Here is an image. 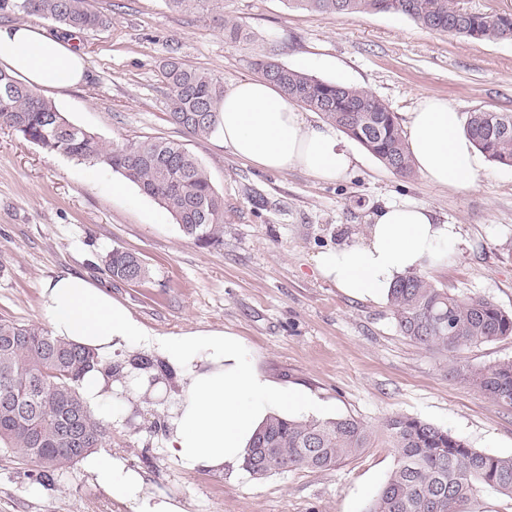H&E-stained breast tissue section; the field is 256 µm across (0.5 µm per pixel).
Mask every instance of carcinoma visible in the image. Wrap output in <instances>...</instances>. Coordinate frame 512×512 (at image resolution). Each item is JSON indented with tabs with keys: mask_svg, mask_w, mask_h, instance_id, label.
<instances>
[{
	"mask_svg": "<svg viewBox=\"0 0 512 512\" xmlns=\"http://www.w3.org/2000/svg\"><path fill=\"white\" fill-rule=\"evenodd\" d=\"M175 12H209L223 0H165ZM289 5L329 15L393 13L438 32L477 41H512V14H477L456 0H287ZM0 15L47 19L65 31L94 32L109 17L91 0H0ZM298 106L318 113L357 141L386 168L414 176L397 117L380 99L356 86L321 80L268 56L254 62ZM161 74L168 90L170 121L198 138L217 132L223 82L170 56ZM13 129L49 154L104 165L135 184L201 245L224 242V198L208 170L183 144L164 138L105 145L71 124L55 104L11 71L0 69V126ZM466 132L491 161L512 167V112L470 113ZM114 281L137 283L150 270L135 253L114 249L104 257ZM388 301L400 333L455 359L466 347L512 336V312L480 295L460 298L424 275L409 273L390 288ZM96 361L79 344L37 325L0 320V451L38 466L33 483L53 484L56 473L103 447L106 427L85 404L80 382ZM127 365L153 382L171 375L145 355ZM125 365V366H127ZM113 364L108 376H129ZM462 383L512 406V360L453 369ZM382 435L395 449L394 467L365 512H473L478 493L512 499V457L480 451L448 430L407 415L388 418L376 431L352 417H266L242 464L254 479L292 470H330L372 446Z\"/></svg>",
	"mask_w": 512,
	"mask_h": 512,
	"instance_id": "carcinoma-1",
	"label": "carcinoma"
}]
</instances>
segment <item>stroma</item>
<instances>
[{"label":"stroma","mask_w":512,"mask_h":512,"mask_svg":"<svg viewBox=\"0 0 512 512\" xmlns=\"http://www.w3.org/2000/svg\"><path fill=\"white\" fill-rule=\"evenodd\" d=\"M111 18L79 37L87 67L74 87L43 89L75 126L104 143L175 139L208 169L224 197V242L202 246L118 173L50 155L0 127V318L46 324L41 289L71 274L102 289L154 336L230 332L259 372L304 390L314 418L352 416L371 427L405 414L448 429L473 448L512 457V407L461 383L454 364L512 360V336L447 353L401 335L387 299L352 297L324 279L317 254L368 233L388 203L428 207L456 225L457 255L426 270L458 295L485 296L512 310V167L486 162L476 184L458 189L422 175L393 174L357 142L348 176L322 181L300 169H259L219 136L198 139L169 121L161 63L176 52L224 86L254 77L264 54L332 82L362 88L396 116L439 96L462 116L512 112V42H482L423 28L390 14L327 15L286 0H224L223 14L178 13L165 0H95ZM236 19L252 45L225 39ZM136 253L150 269L140 283L112 280L103 257ZM183 380L161 398L140 396L108 428L107 452L145 474L150 492L176 497L186 512H365L385 483L394 451L384 439L329 471L295 470L263 479L243 469L183 470L165 450L169 409ZM34 465L0 452V512H129L74 465L51 487L31 484Z\"/></svg>","instance_id":"1"}]
</instances>
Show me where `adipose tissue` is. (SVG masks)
I'll return each instance as SVG.
<instances>
[{"instance_id":"adipose-tissue-1","label":"adipose tissue","mask_w":512,"mask_h":512,"mask_svg":"<svg viewBox=\"0 0 512 512\" xmlns=\"http://www.w3.org/2000/svg\"><path fill=\"white\" fill-rule=\"evenodd\" d=\"M0 60L27 84L67 88L84 75L83 54L26 22L0 27ZM403 126L417 170L430 182L472 187L482 169L463 117L447 100L428 96L407 113ZM218 129L240 159L267 170L300 168L321 180L350 170L354 156L334 131L306 120L269 82L245 79L231 85L219 106ZM458 243L455 225L411 203L384 206L359 242L326 250L316 268L336 288L352 296H387L401 276L443 264ZM42 308L54 335L91 348L98 363L81 381L88 408L106 421L119 419L128 399L137 398L143 378L132 374L129 389L107 377L116 353L151 347L185 380L171 410L166 449L189 472L239 467L251 439L268 414L311 411L304 393L259 373L251 354L234 334L188 332L150 337L131 313L85 280L65 275L41 289ZM82 466L94 484L126 504L131 512H184L167 494L144 491L143 475L107 451L89 454Z\"/></svg>"}]
</instances>
